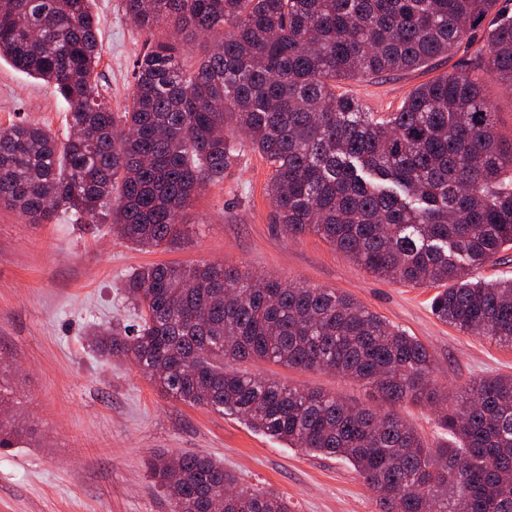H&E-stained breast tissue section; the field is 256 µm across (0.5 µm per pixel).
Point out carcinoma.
Here are the masks:
<instances>
[{
	"label": "carcinoma",
	"mask_w": 512,
	"mask_h": 512,
	"mask_svg": "<svg viewBox=\"0 0 512 512\" xmlns=\"http://www.w3.org/2000/svg\"><path fill=\"white\" fill-rule=\"evenodd\" d=\"M93 0H0V60L67 101L65 139L0 127V204L31 224L59 210L143 248L184 243L185 215L237 160L236 133L271 165L268 194L290 235L313 230L371 273L435 288L436 318L512 344V276L474 279L512 248V140L495 132L486 76L512 92V14L497 0H125L150 40L112 111L94 79ZM490 19L472 70L417 86L396 112H366L336 82L420 69ZM166 25L175 37L151 39ZM141 321L92 327L163 391L230 412L291 448L350 462L380 512H512V376L473 380L454 402L426 345L352 296L258 285L227 265L155 264L125 283ZM329 370L385 408L235 371L224 361ZM435 407L452 445L430 448L397 413ZM0 422V448L26 436ZM173 512H291L272 491L188 454L148 464Z\"/></svg>",
	"instance_id": "1"
}]
</instances>
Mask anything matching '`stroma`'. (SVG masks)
<instances>
[{
  "mask_svg": "<svg viewBox=\"0 0 512 512\" xmlns=\"http://www.w3.org/2000/svg\"><path fill=\"white\" fill-rule=\"evenodd\" d=\"M102 58L96 78L122 111L132 70L148 36L128 19L124 0H94ZM481 40L459 45L409 72L345 80L338 92L368 112H394L418 85L470 70ZM68 103L44 81L0 61V127L29 121L66 130ZM272 168L250 145L222 182L193 201L186 240L169 252L137 247L108 224H79L58 212L32 224L0 205V388L6 413L31 433L0 450V512H171L147 462L186 453L220 461L240 482L283 495L292 512H380L377 494L344 459L306 453L253 431L236 417L167 396L139 369L93 351L90 325H132L127 278L155 263H221L260 277L333 288L425 343L434 377L449 394L473 379L512 375V345L459 332L430 308L433 289L369 273L320 234L289 235L275 221L267 187ZM243 370L298 388L373 404L368 389L331 372L270 362Z\"/></svg>",
  "mask_w": 512,
  "mask_h": 512,
  "instance_id": "1",
  "label": "stroma"
}]
</instances>
